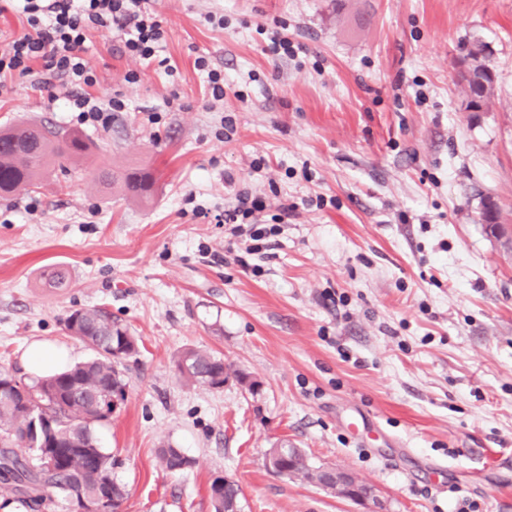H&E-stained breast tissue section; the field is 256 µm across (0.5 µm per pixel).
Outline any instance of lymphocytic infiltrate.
<instances>
[{
	"instance_id": "1",
	"label": "lymphocytic infiltrate",
	"mask_w": 512,
	"mask_h": 512,
	"mask_svg": "<svg viewBox=\"0 0 512 512\" xmlns=\"http://www.w3.org/2000/svg\"><path fill=\"white\" fill-rule=\"evenodd\" d=\"M25 16L26 31L0 39V90L8 78L32 75L35 62H42L39 79L47 88L67 86L69 108L80 125L109 127L112 115L124 111L126 103L115 97L100 103L87 93L98 81L85 58L89 31L96 30L116 40L122 55L166 66L161 52L164 30L146 0H17ZM264 209L260 198L240 192L232 208L217 215V222L230 224L231 234L240 238L247 254L260 252L263 242L278 235L280 225L293 215L294 206L281 205L271 225L259 223Z\"/></svg>"
}]
</instances>
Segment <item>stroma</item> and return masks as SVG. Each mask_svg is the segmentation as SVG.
I'll use <instances>...</instances> for the list:
<instances>
[{
  "mask_svg": "<svg viewBox=\"0 0 512 512\" xmlns=\"http://www.w3.org/2000/svg\"><path fill=\"white\" fill-rule=\"evenodd\" d=\"M148 6L169 69L89 35L91 95L127 102L110 127L75 126L33 76L0 91V127L41 121L92 149L87 169L0 200V369L37 384L34 342L92 358L65 328L77 309L105 308L136 337L125 399L95 429L123 512H213L217 477L239 485L242 512H512V249L480 219L488 197L512 225V0ZM278 22L294 58L256 31ZM476 43L494 94L470 112L460 70ZM131 164L157 172L148 202L97 179ZM240 190L269 216L296 207L267 254L214 221ZM188 347L255 389L188 384L175 365ZM280 442L372 484L378 504L275 473ZM164 444L190 466L164 471ZM197 70L206 73L211 89L212 97L215 100L224 98V73L211 67L210 61L205 56H199L195 60Z\"/></svg>",
  "mask_w": 512,
  "mask_h": 512,
  "instance_id": "obj_1",
  "label": "stroma"
}]
</instances>
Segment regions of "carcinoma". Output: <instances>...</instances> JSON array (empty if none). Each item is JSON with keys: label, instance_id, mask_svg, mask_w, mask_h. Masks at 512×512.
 Wrapping results in <instances>:
<instances>
[{"label": "carcinoma", "instance_id": "cac0c4a2", "mask_svg": "<svg viewBox=\"0 0 512 512\" xmlns=\"http://www.w3.org/2000/svg\"><path fill=\"white\" fill-rule=\"evenodd\" d=\"M484 47L468 52L465 81L467 108L477 110L490 97L493 77L479 62ZM90 145L79 135L29 120L0 130V197H10L36 187L58 169L68 172L66 163L85 161ZM120 184L129 195L151 196L157 182L155 173L140 166H128L102 177ZM66 330L94 351V357L54 374L37 386H29L7 371L0 370V480L7 507L17 502L30 512H44L54 496L64 495L76 512H119L125 489L112 478V456L100 448L95 426L110 418L112 393H126L127 382L118 364L138 352L129 330L112 322L101 308L72 312ZM178 371L190 382L221 388L228 378L224 359L197 349H185L176 361ZM25 448L29 455L17 452ZM275 470L285 476L316 482L321 468L308 463L298 448L273 447ZM55 459L53 469L41 470L39 458ZM162 467L176 473L190 461L171 446L158 450ZM214 512H236L240 490L233 481L217 479L210 485Z\"/></svg>", "mask_w": 512, "mask_h": 512}]
</instances>
